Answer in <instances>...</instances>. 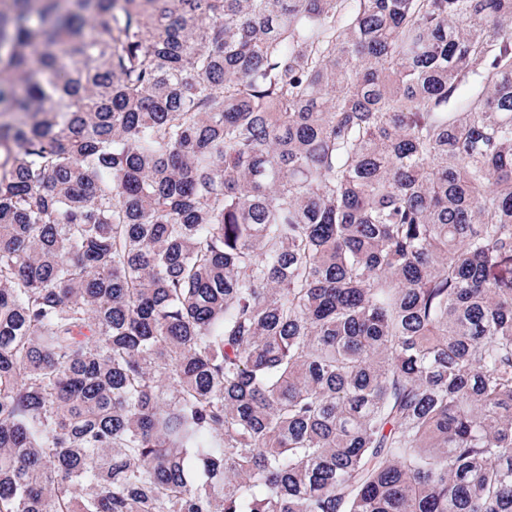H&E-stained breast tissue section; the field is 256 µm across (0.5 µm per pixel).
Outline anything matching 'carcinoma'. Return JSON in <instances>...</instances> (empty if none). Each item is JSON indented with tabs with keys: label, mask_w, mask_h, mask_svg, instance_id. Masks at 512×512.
Instances as JSON below:
<instances>
[{
	"label": "carcinoma",
	"mask_w": 512,
	"mask_h": 512,
	"mask_svg": "<svg viewBox=\"0 0 512 512\" xmlns=\"http://www.w3.org/2000/svg\"><path fill=\"white\" fill-rule=\"evenodd\" d=\"M0 512H512V0H0Z\"/></svg>",
	"instance_id": "cac0c4a2"
}]
</instances>
